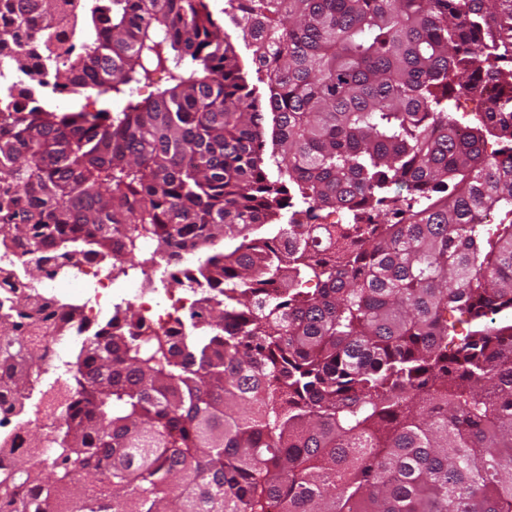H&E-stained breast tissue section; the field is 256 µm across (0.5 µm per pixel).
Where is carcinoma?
<instances>
[{
  "instance_id": "obj_1",
  "label": "carcinoma",
  "mask_w": 512,
  "mask_h": 512,
  "mask_svg": "<svg viewBox=\"0 0 512 512\" xmlns=\"http://www.w3.org/2000/svg\"><path fill=\"white\" fill-rule=\"evenodd\" d=\"M228 5L255 83L210 0H0L32 85L108 96L0 101V248L38 278L208 247L188 282L221 293L176 340L131 308L84 337L64 422L0 437V506L512 512V0ZM52 320L0 314L22 398Z\"/></svg>"
}]
</instances>
